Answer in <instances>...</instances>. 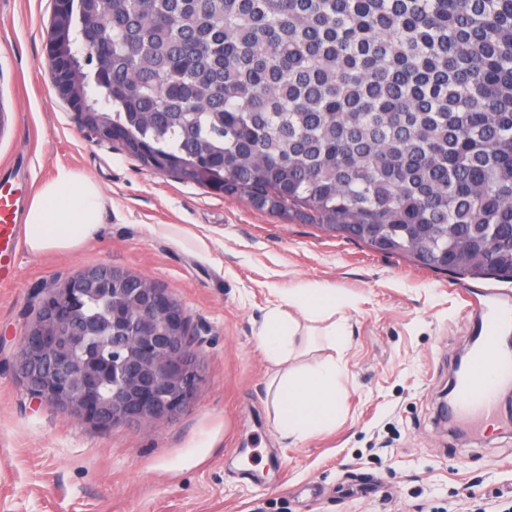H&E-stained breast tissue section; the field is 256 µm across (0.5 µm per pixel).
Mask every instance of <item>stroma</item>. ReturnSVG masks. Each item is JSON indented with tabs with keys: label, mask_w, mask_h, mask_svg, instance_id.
Here are the masks:
<instances>
[{
	"label": "stroma",
	"mask_w": 512,
	"mask_h": 512,
	"mask_svg": "<svg viewBox=\"0 0 512 512\" xmlns=\"http://www.w3.org/2000/svg\"><path fill=\"white\" fill-rule=\"evenodd\" d=\"M53 0H0V181L20 208L67 168L110 205L74 250L20 247L0 285V512H498L512 501V397L491 426L440 423L438 402L488 304L512 280L461 278L282 219L144 167L97 142L56 97L44 64ZM99 265L165 288L187 311L202 375L194 402L151 424L102 428L45 405L16 371L39 288ZM335 291L341 345L313 336L291 367L335 359L336 422L282 437L258 345L289 290Z\"/></svg>",
	"instance_id": "35a3bbf8"
}]
</instances>
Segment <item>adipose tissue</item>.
I'll list each match as a JSON object with an SVG mask.
<instances>
[{"label": "adipose tissue", "instance_id": "ef3b65f1", "mask_svg": "<svg viewBox=\"0 0 512 512\" xmlns=\"http://www.w3.org/2000/svg\"><path fill=\"white\" fill-rule=\"evenodd\" d=\"M106 207L107 200L95 180L72 170H58L28 206L26 245L35 253L78 248L97 232ZM337 304L335 292L324 288L289 292L286 305L267 313L258 334L268 361L282 367L307 335L294 310L329 318L335 315ZM340 378L341 372L332 362L319 363L299 374L285 371L273 397L281 433L302 440L335 423Z\"/></svg>", "mask_w": 512, "mask_h": 512}]
</instances>
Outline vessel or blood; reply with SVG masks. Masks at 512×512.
Returning <instances> with one entry per match:
<instances>
[{"mask_svg": "<svg viewBox=\"0 0 512 512\" xmlns=\"http://www.w3.org/2000/svg\"><path fill=\"white\" fill-rule=\"evenodd\" d=\"M14 203L10 196H0V257L15 253L21 227L13 221ZM480 320L479 346L472 351L448 411L456 419L479 427L493 418L496 393L506 384L512 385V353L501 348L500 321L512 319V307L487 314L481 304L470 307Z\"/></svg>", "mask_w": 512, "mask_h": 512, "instance_id": "b4317fda", "label": "vessel or blood"}]
</instances>
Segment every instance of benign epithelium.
<instances>
[{"mask_svg": "<svg viewBox=\"0 0 512 512\" xmlns=\"http://www.w3.org/2000/svg\"><path fill=\"white\" fill-rule=\"evenodd\" d=\"M73 52L100 64L107 56L103 35L80 31ZM113 282L112 268L99 266L47 290L39 300L42 318L20 341L16 368L30 394L41 402L101 427L152 423L183 411L196 397L200 373L191 350L189 318L165 290L140 279L112 312L122 346L112 352V395L99 393L100 369L80 361L71 339L82 331L74 304L88 286Z\"/></svg>", "mask_w": 512, "mask_h": 512, "instance_id": "benign-epithelium-1", "label": "benign epithelium"}]
</instances>
